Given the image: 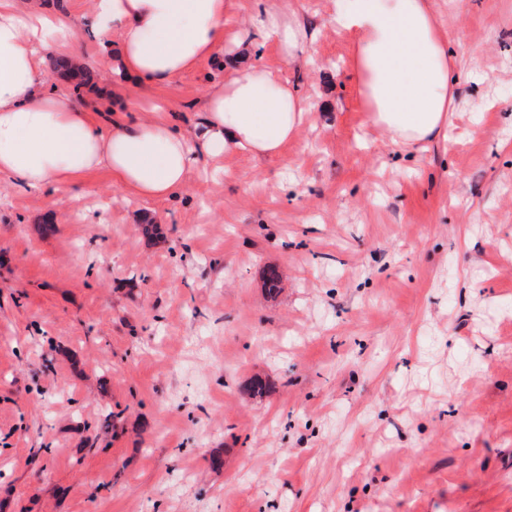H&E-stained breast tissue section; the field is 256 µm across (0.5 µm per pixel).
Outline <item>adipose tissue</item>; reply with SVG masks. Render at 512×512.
<instances>
[{
    "label": "adipose tissue",
    "mask_w": 512,
    "mask_h": 512,
    "mask_svg": "<svg viewBox=\"0 0 512 512\" xmlns=\"http://www.w3.org/2000/svg\"><path fill=\"white\" fill-rule=\"evenodd\" d=\"M230 3L87 0L73 17L45 13L39 0H0V184L55 193L104 171L126 192L159 200L211 158L280 155L314 109L285 75L306 63L305 32L295 15L265 12L260 32L282 66L254 62L247 30L224 25ZM330 23L351 41L359 108L381 137L408 150L447 140L460 70L432 0H336ZM78 28L97 41L101 72L150 92L227 52L238 65L208 88L190 130L153 118L106 127L71 93L47 85V53L83 66Z\"/></svg>",
    "instance_id": "obj_1"
}]
</instances>
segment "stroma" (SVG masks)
I'll return each instance as SVG.
<instances>
[{
	"label": "stroma",
	"mask_w": 512,
	"mask_h": 512,
	"mask_svg": "<svg viewBox=\"0 0 512 512\" xmlns=\"http://www.w3.org/2000/svg\"><path fill=\"white\" fill-rule=\"evenodd\" d=\"M291 7L281 155L154 201L0 186V512H512V0H434L461 79L424 152L366 124L336 0ZM223 77L48 80L187 130Z\"/></svg>",
	"instance_id": "1"
}]
</instances>
